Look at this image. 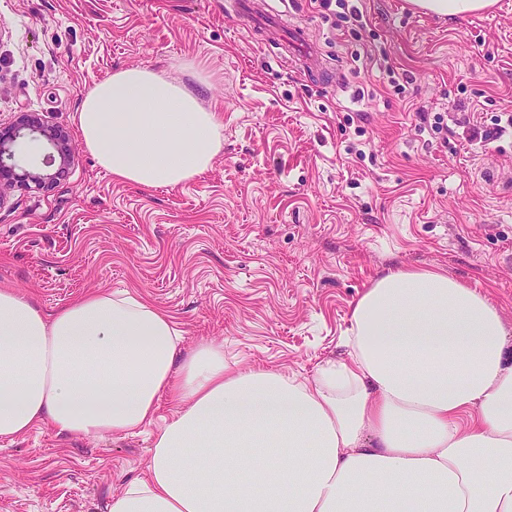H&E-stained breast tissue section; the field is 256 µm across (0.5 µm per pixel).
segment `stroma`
Returning a JSON list of instances; mask_svg holds the SVG:
<instances>
[{"label":"stroma","mask_w":512,"mask_h":512,"mask_svg":"<svg viewBox=\"0 0 512 512\" xmlns=\"http://www.w3.org/2000/svg\"><path fill=\"white\" fill-rule=\"evenodd\" d=\"M348 3L361 27L336 28L335 2L287 0L278 29L259 31L234 0H0V120L40 114L74 152L66 177L0 207V286L47 313L134 291L168 312L183 349L205 340L230 368L300 381L345 356L353 303L398 267L478 288L512 332V128L481 144L457 133L512 113V0L457 20ZM130 68L217 113L207 173L134 186L84 147L83 93ZM156 432L0 440V512H108Z\"/></svg>","instance_id":"35a3bbf8"}]
</instances>
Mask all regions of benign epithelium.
Wrapping results in <instances>:
<instances>
[{
    "label": "benign epithelium",
    "mask_w": 512,
    "mask_h": 512,
    "mask_svg": "<svg viewBox=\"0 0 512 512\" xmlns=\"http://www.w3.org/2000/svg\"><path fill=\"white\" fill-rule=\"evenodd\" d=\"M73 161L69 138L38 115L0 122V204L14 188L54 183Z\"/></svg>",
    "instance_id": "obj_1"
}]
</instances>
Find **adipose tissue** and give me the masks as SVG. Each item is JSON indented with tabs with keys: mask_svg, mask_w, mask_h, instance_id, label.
<instances>
[{
	"mask_svg": "<svg viewBox=\"0 0 512 512\" xmlns=\"http://www.w3.org/2000/svg\"><path fill=\"white\" fill-rule=\"evenodd\" d=\"M86 149L116 180L209 171L223 126L180 86L123 69L81 98ZM168 313L102 291L45 314L0 288V440L47 425L121 437L169 417L109 512H512V337L489 297L397 269L355 302L347 357L300 382L190 351ZM196 456H189V449Z\"/></svg>",
	"mask_w": 512,
	"mask_h": 512,
	"instance_id": "1",
	"label": "adipose tissue"
}]
</instances>
